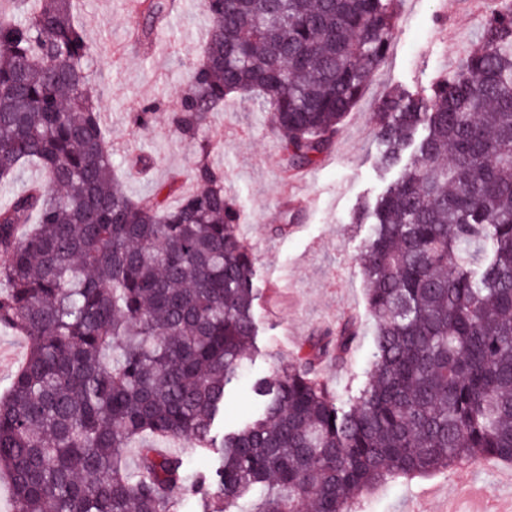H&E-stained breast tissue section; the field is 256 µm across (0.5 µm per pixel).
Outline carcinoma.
Returning a JSON list of instances; mask_svg holds the SVG:
<instances>
[{"mask_svg":"<svg viewBox=\"0 0 512 512\" xmlns=\"http://www.w3.org/2000/svg\"><path fill=\"white\" fill-rule=\"evenodd\" d=\"M149 26L175 0H138ZM399 0H203L211 19L170 125L196 139L231 95L272 112L292 165L332 144L382 62ZM80 0H0V329L27 340L0 395L12 512H353L399 478L512 465V3L488 12L450 77L376 113L398 176L360 221L375 322L365 382L320 379L326 336L252 384L258 415L224 432L257 336V269L224 171L172 206L117 180L90 93ZM30 231L19 235V229ZM343 324L336 352L351 349ZM184 441L213 467L191 472ZM136 449V464L127 456Z\"/></svg>","mask_w":512,"mask_h":512,"instance_id":"1","label":"carcinoma"}]
</instances>
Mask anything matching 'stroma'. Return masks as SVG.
<instances>
[{
  "mask_svg": "<svg viewBox=\"0 0 512 512\" xmlns=\"http://www.w3.org/2000/svg\"><path fill=\"white\" fill-rule=\"evenodd\" d=\"M201 0H177L165 27L146 50L130 41L142 23L129 0H85L82 21L97 47L93 88L114 148L117 174L131 193L145 195L172 182L170 203L196 191L190 173L198 142L182 138L167 120L200 57L206 16ZM491 0H400L388 53L345 118L333 148L304 168L289 167L265 112L240 99L227 100L203 131L209 160L224 170L226 187L243 219L239 233L251 249L258 276V336L234 394L225 427L252 417L257 407L249 386L270 375L278 362L305 347L309 336L355 314L366 335L343 367L327 361L321 375L334 389L361 386L371 360L374 323L367 312L361 255L369 227L354 214L374 202L395 171L379 163L375 113L394 87L428 88L448 75L475 44ZM157 104L155 119L134 126L139 104ZM473 477L501 502L512 501V466L474 463ZM426 498L435 512L453 503L456 512H477L480 503L458 494L449 471L393 483L362 499L360 512H406Z\"/></svg>",
  "mask_w": 512,
  "mask_h": 512,
  "instance_id": "35a3bbf8",
  "label": "stroma"
}]
</instances>
